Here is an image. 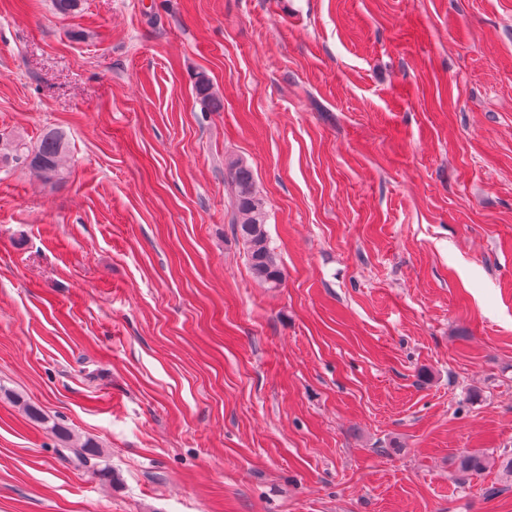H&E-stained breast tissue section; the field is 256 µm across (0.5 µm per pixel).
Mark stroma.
Wrapping results in <instances>:
<instances>
[{"label":"stroma","mask_w":512,"mask_h":512,"mask_svg":"<svg viewBox=\"0 0 512 512\" xmlns=\"http://www.w3.org/2000/svg\"><path fill=\"white\" fill-rule=\"evenodd\" d=\"M51 127L64 182L0 168V512H512L456 471L512 455V0H0V151ZM194 87L197 96L207 109L217 111L220 108V100L213 91L210 78L205 72L196 73ZM225 170L235 187L231 224L242 241L250 272L266 288H281L285 274L270 245L266 201L256 188L252 168L244 159L234 158L226 163ZM497 461L492 459V462L488 457L479 452H468L461 455L458 458V472L467 475L473 473H480L485 471L488 466L496 465Z\"/></svg>","instance_id":"1"}]
</instances>
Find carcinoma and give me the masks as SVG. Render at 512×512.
Listing matches in <instances>:
<instances>
[{
	"instance_id": "cac0c4a2",
	"label": "carcinoma",
	"mask_w": 512,
	"mask_h": 512,
	"mask_svg": "<svg viewBox=\"0 0 512 512\" xmlns=\"http://www.w3.org/2000/svg\"><path fill=\"white\" fill-rule=\"evenodd\" d=\"M194 87L207 109L216 111L220 108V100L205 72L196 73ZM11 151L15 159L26 163L46 183L59 184L67 175L64 161L68 140L66 134L59 130L45 132L33 149L18 140L11 146ZM226 175L235 187L231 224L235 235L242 241L250 272L265 287L280 288L284 285L285 274L277 253L270 245L266 230V201L256 188L252 168L244 159L234 158L226 163ZM490 464V459L484 454L468 452L458 458V472L463 475L480 473Z\"/></svg>"
}]
</instances>
